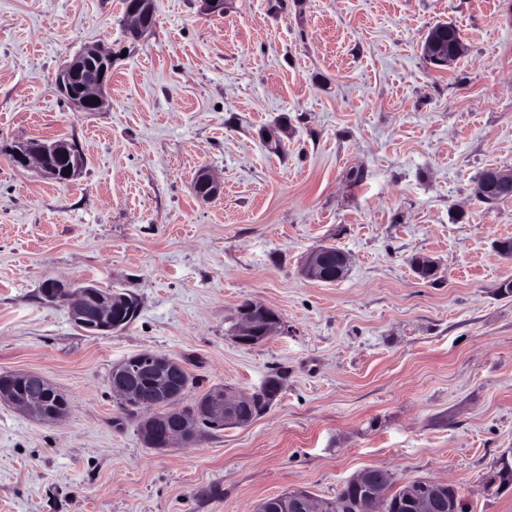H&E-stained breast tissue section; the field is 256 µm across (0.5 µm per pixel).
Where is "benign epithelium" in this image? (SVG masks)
<instances>
[{
  "mask_svg": "<svg viewBox=\"0 0 512 512\" xmlns=\"http://www.w3.org/2000/svg\"><path fill=\"white\" fill-rule=\"evenodd\" d=\"M156 0H125V15L128 19V38L139 40L154 29ZM425 53L435 63L445 66L457 57L458 49L444 51L438 42L430 39L425 44ZM112 49L101 44L89 45L80 50L58 71L55 85L60 95L79 112H98L104 105L105 90L112 78ZM12 162L22 168H35L41 176L58 182L74 179L83 169L84 156L81 149L66 141L25 140L12 149ZM512 186V173L493 170L489 173L480 192L485 195L506 192ZM221 184L210 171H199L195 194L203 201L216 197ZM332 263V255L316 248L307 253L302 262V274L317 278ZM43 298L51 303L60 302L68 306L74 324L88 336H105L121 329L128 302L122 296L93 284L80 281L50 279L45 282ZM282 326L279 313L264 304L253 302L248 308L237 310L233 340L242 347H254L263 343ZM153 377H164V386L153 385L147 396L150 402L140 405L143 418L150 423L145 442L156 450L175 447H191L195 433L189 424L175 413L158 415L159 405L173 399L183 387V366L176 359L161 353L150 357L130 358L115 364L109 378L113 395L133 398L143 393L141 381ZM281 387L267 380L255 391L238 392L220 385L213 396L198 400L197 411L208 417H224V425L239 426L246 418V410L257 397L268 394L277 397ZM59 391L42 375L33 372L5 375L0 383V402H6L27 417L47 423L64 420L69 406L62 404L57 409L47 406ZM376 469L369 468L356 473L350 483L355 485L363 497V512H384L387 505L374 492ZM444 481L427 480L423 483H403L404 497L393 505L395 512H452L456 502L442 492ZM289 497L299 512H318L317 500L306 493L291 492Z\"/></svg>",
  "mask_w": 512,
  "mask_h": 512,
  "instance_id": "7a95c632",
  "label": "benign epithelium"
}]
</instances>
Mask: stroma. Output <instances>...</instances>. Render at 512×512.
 <instances>
[{
  "label": "stroma",
  "mask_w": 512,
  "mask_h": 512,
  "mask_svg": "<svg viewBox=\"0 0 512 512\" xmlns=\"http://www.w3.org/2000/svg\"><path fill=\"white\" fill-rule=\"evenodd\" d=\"M454 24L443 68L422 45ZM122 0H0V373L70 401L59 424L0 403V512H253L292 489L329 498L361 469L460 486L469 512H512V0H157L126 35ZM116 57L107 104L78 112L53 77L84 46ZM30 138L76 143L69 183L14 166ZM206 168L220 194L198 199ZM333 245L346 277L300 272ZM424 255L440 279L408 263ZM51 278L135 294L126 329L85 335ZM246 301L284 329L231 336ZM150 350L242 392L286 370L271 408L190 448L146 447L109 389ZM512 186V173L502 170H493L489 173L484 183L480 186L479 191L485 195L495 192H507V194H495L480 197L486 203H496L503 200L512 198V190L508 192L509 187Z\"/></svg>",
  "instance_id": "1"
}]
</instances>
